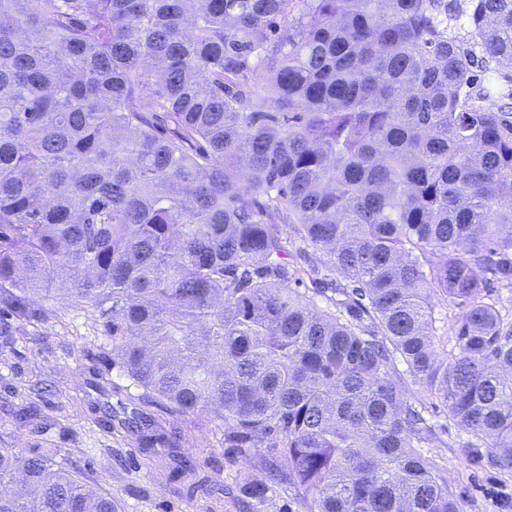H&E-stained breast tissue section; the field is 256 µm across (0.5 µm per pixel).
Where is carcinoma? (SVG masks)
<instances>
[{"label":"carcinoma","instance_id":"carcinoma-1","mask_svg":"<svg viewBox=\"0 0 512 512\" xmlns=\"http://www.w3.org/2000/svg\"><path fill=\"white\" fill-rule=\"evenodd\" d=\"M502 65L512 0H0V313L35 322L58 285L144 398L266 449L244 512L279 487L461 512L401 373L512 470V325L485 301L512 286ZM437 292L465 309L448 361ZM17 474L0 512H117L52 450L0 448Z\"/></svg>","mask_w":512,"mask_h":512}]
</instances>
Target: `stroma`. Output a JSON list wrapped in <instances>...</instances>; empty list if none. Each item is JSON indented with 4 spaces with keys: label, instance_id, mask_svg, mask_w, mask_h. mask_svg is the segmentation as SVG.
Segmentation results:
<instances>
[{
    "label": "stroma",
    "instance_id": "1",
    "mask_svg": "<svg viewBox=\"0 0 512 512\" xmlns=\"http://www.w3.org/2000/svg\"><path fill=\"white\" fill-rule=\"evenodd\" d=\"M39 322L0 335V448H55L111 494L118 512H239L228 487L236 478H266L265 451L231 456L224 426L210 412L174 414L144 401L141 388L113 365L112 342L90 308L62 296L38 299ZM438 359L454 354L452 328L460 306L433 298ZM112 408L102 421L99 406ZM152 417L157 432L179 437L192 462L170 465L166 449L147 452L126 427L132 414ZM433 420L448 425L445 445L422 448L462 512H512V471L496 466L489 448L466 447V434L449 425L435 404Z\"/></svg>",
    "mask_w": 512,
    "mask_h": 512
}]
</instances>
